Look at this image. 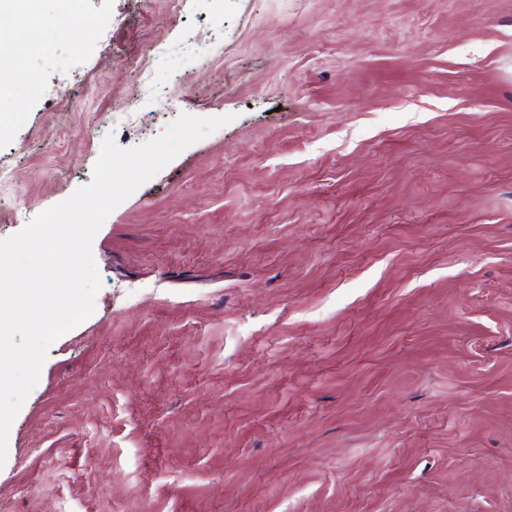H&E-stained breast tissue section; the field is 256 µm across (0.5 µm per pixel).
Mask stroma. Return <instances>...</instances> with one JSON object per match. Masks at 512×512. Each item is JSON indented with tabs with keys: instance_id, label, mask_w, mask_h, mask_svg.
<instances>
[{
	"instance_id": "obj_1",
	"label": "stroma",
	"mask_w": 512,
	"mask_h": 512,
	"mask_svg": "<svg viewBox=\"0 0 512 512\" xmlns=\"http://www.w3.org/2000/svg\"><path fill=\"white\" fill-rule=\"evenodd\" d=\"M37 18L24 50L0 5L35 76L0 96V239L90 183L106 135L233 120L96 233L95 310L10 428L0 512H512V0Z\"/></svg>"
}]
</instances>
